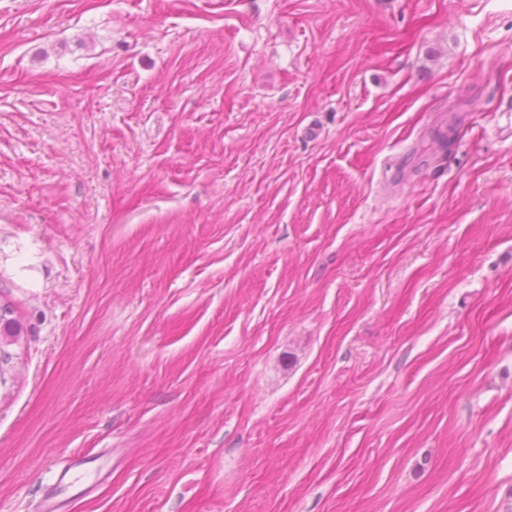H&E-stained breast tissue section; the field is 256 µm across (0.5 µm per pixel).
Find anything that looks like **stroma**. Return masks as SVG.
Listing matches in <instances>:
<instances>
[{
    "instance_id": "obj_1",
    "label": "stroma",
    "mask_w": 512,
    "mask_h": 512,
    "mask_svg": "<svg viewBox=\"0 0 512 512\" xmlns=\"http://www.w3.org/2000/svg\"><path fill=\"white\" fill-rule=\"evenodd\" d=\"M1 306L0 512H512V0H0Z\"/></svg>"
}]
</instances>
